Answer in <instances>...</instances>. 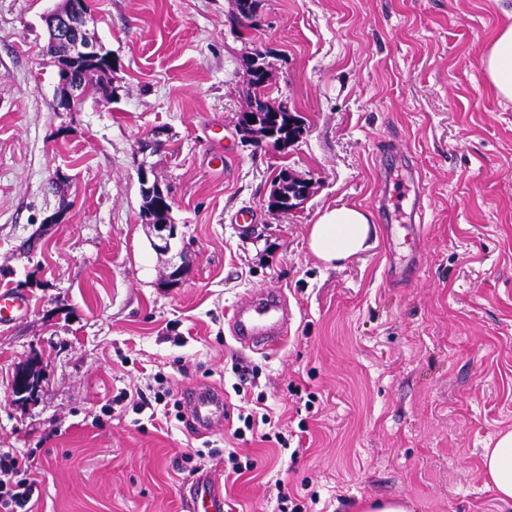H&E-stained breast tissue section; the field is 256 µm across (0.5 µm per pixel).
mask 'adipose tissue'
<instances>
[{"label":"adipose tissue","instance_id":"adipose-tissue-1","mask_svg":"<svg viewBox=\"0 0 512 512\" xmlns=\"http://www.w3.org/2000/svg\"><path fill=\"white\" fill-rule=\"evenodd\" d=\"M483 73L495 94L512 101V24L499 27L482 58ZM372 227L361 208L324 209L309 229V246L323 263L333 264L369 248ZM484 470L499 500L512 501V430L498 435L484 452Z\"/></svg>","mask_w":512,"mask_h":512}]
</instances>
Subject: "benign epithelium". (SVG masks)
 <instances>
[{
    "mask_svg": "<svg viewBox=\"0 0 512 512\" xmlns=\"http://www.w3.org/2000/svg\"><path fill=\"white\" fill-rule=\"evenodd\" d=\"M50 25V47L47 55L51 56L63 72L62 88L64 96L62 109L71 112L75 105L85 96L83 85L70 77V70L63 66V60L77 58H93L99 54L100 45L94 40L88 30L91 13L88 10L87 0H65L64 6L47 15ZM258 120L254 109L247 108L237 114L236 126L242 136L248 138ZM284 182L292 184V190L284 193L275 188L268 201V206L281 213L292 211L308 196V185L283 174ZM155 238L158 243L155 247L165 253L172 250V241L176 238V229L173 224L153 225Z\"/></svg>",
    "mask_w": 512,
    "mask_h": 512,
    "instance_id": "1",
    "label": "benign epithelium"
}]
</instances>
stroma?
Listing matches in <instances>:
<instances>
[{"label": "stroma", "mask_w": 512, "mask_h": 512, "mask_svg": "<svg viewBox=\"0 0 512 512\" xmlns=\"http://www.w3.org/2000/svg\"><path fill=\"white\" fill-rule=\"evenodd\" d=\"M59 2L0 0V289L29 301L0 325V449L31 457L34 512H181L198 471L228 512H279L284 495L303 512L396 498L512 512L482 463L512 430V101L481 65L512 0H256L249 26L235 0H89L109 92L72 112L46 54ZM258 51L270 103L303 118L285 149L236 127ZM397 142L421 172L415 225ZM143 165L171 197L167 254L142 215ZM284 169L310 187L287 214L268 206ZM387 173L389 223L375 202ZM341 205L364 208L375 234L329 267L308 230ZM410 255L413 277L393 280L391 258ZM266 290L291 312L270 354L242 348L228 322ZM22 369L38 374L24 398ZM160 375L178 400L222 389L223 424L196 433L163 407L138 412L132 393ZM255 407L258 436L234 437ZM232 450L253 469L226 475Z\"/></svg>", "instance_id": "obj_1"}]
</instances>
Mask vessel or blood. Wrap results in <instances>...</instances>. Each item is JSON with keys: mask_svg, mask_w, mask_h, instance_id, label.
<instances>
[{"mask_svg": "<svg viewBox=\"0 0 512 512\" xmlns=\"http://www.w3.org/2000/svg\"><path fill=\"white\" fill-rule=\"evenodd\" d=\"M405 198L410 214H424V190L419 177L409 176ZM29 308L28 301L8 289L0 290V324L14 320ZM231 332L245 348L268 351L281 345L288 334V306L282 294L269 290L260 299H247L231 310ZM190 419L205 430L224 419L223 394L197 388L190 394ZM184 512H224V494L209 475L198 476L185 497Z\"/></svg>", "mask_w": 512, "mask_h": 512, "instance_id": "vessel-or-blood-1", "label": "vessel or blood"}]
</instances>
